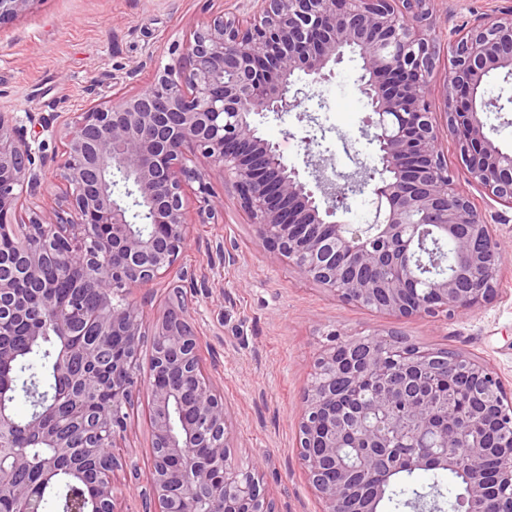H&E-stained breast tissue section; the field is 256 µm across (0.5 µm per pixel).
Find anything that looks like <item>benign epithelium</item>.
<instances>
[{
    "label": "benign epithelium",
    "mask_w": 512,
    "mask_h": 512,
    "mask_svg": "<svg viewBox=\"0 0 512 512\" xmlns=\"http://www.w3.org/2000/svg\"><path fill=\"white\" fill-rule=\"evenodd\" d=\"M33 0H0V25ZM431 0H261L248 17L224 13L197 24L177 46L175 62L157 72L149 91L90 104L59 131L57 203L34 201L41 187L28 129L0 111V240L23 242L0 252L20 276L49 293L42 278L52 260L59 280L79 284L74 297L50 300L28 319L14 297L16 278L0 273V330L20 324L29 343L50 329L71 338L88 328L98 341L68 345L56 360L64 386L26 420L51 448L32 471L23 451L0 452V499L18 512H39L55 464L82 479L97 459L92 512H115L117 460L85 440L91 425L114 448L126 429L123 409L141 386L140 348L155 352L147 371L151 393L152 498L145 512H275L263 476L229 459L224 398L210 382L190 317L169 307L148 324L132 290L160 278L186 248L185 197L190 182L200 213L215 218L210 188L187 161L211 160L232 183L258 239L274 257L339 299L401 318L477 311L498 294L508 260L483 211L454 182L436 150L439 130L427 99L435 67ZM354 47L364 50L359 91L368 100L381 169L366 179L375 217L363 232L337 219L348 211L341 185L321 200L288 166L251 119L296 109L302 89L328 81ZM512 74V10L488 14L448 36L444 115L469 182L512 210V149L487 132L483 114L492 74ZM29 211L17 222L21 207ZM430 224L454 245L459 270L426 283L431 297L411 301L421 234ZM122 339L105 387L112 409L88 414L85 399L105 368L101 338ZM16 346L0 343V435L17 425L20 388L10 369ZM460 375L468 405L436 377ZM499 455L495 485L485 465ZM299 454L323 512H380L394 479L406 470L449 471L464 483L465 512H512V389L488 364L456 353L423 350L397 337L371 334L331 344L317 357L303 396ZM438 492H417L405 507L433 512Z\"/></svg>",
    "instance_id": "7a95c632"
}]
</instances>
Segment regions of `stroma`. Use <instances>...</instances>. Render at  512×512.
<instances>
[{"mask_svg":"<svg viewBox=\"0 0 512 512\" xmlns=\"http://www.w3.org/2000/svg\"><path fill=\"white\" fill-rule=\"evenodd\" d=\"M259 0H32L29 9L0 27V110L70 122L92 102L141 91L171 64L173 50L198 21L227 12L249 16ZM438 58H446L448 34L512 0H432ZM358 54H346L325 83L309 87L295 111L255 116L262 136L278 154L313 179L307 157L324 159L344 175L377 166L376 146L364 134L368 110L358 89ZM444 69L430 79L429 100L438 149L458 186L468 187L512 258V223H498V203L467 184L452 138L444 131ZM484 114L493 136L512 148V74H495ZM313 134L317 143L304 144ZM193 164L212 191L214 224L202 223L195 196H188L187 247L163 278L138 290L145 321L184 300L214 385L224 394L230 455L242 469L260 470L275 512H322L297 451L302 397L328 335L395 334L413 345L471 356L491 365L512 388V276L500 294L475 312L448 318L402 319L344 302L304 279L267 252L235 188L208 159ZM127 429L113 453L118 512H141L153 466L151 396L140 388L126 409Z\"/></svg>","mask_w":512,"mask_h":512,"instance_id":"35a3bbf8","label":"stroma"}]
</instances>
